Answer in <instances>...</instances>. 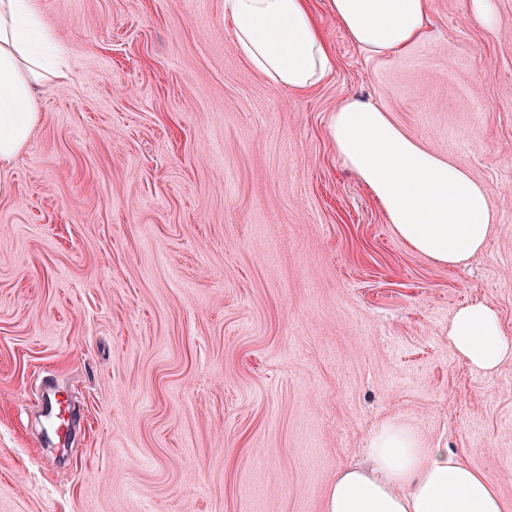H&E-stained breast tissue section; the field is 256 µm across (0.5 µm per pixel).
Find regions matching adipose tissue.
I'll return each mask as SVG.
<instances>
[{"mask_svg": "<svg viewBox=\"0 0 512 512\" xmlns=\"http://www.w3.org/2000/svg\"><path fill=\"white\" fill-rule=\"evenodd\" d=\"M347 37L378 56L406 51L425 31L428 0H329ZM236 44L267 81L288 91L315 86L332 67L308 0H225ZM68 76L63 49L44 29L34 0H0V196L42 114L38 88ZM331 140L414 250L456 266L484 247L496 210L488 188L428 152L380 107L358 97L334 111ZM456 353L479 370L512 359L493 305L461 306L449 327ZM371 463L337 472L324 512H505L496 485L442 448L424 447L409 428L382 424Z\"/></svg>", "mask_w": 512, "mask_h": 512, "instance_id": "1", "label": "adipose tissue"}]
</instances>
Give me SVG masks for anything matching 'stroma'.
<instances>
[{"label":"stroma","instance_id":"stroma-1","mask_svg":"<svg viewBox=\"0 0 512 512\" xmlns=\"http://www.w3.org/2000/svg\"><path fill=\"white\" fill-rule=\"evenodd\" d=\"M71 74L0 196V512H324L377 426L484 472L512 512V361L472 368L455 311L512 342V0L489 34L429 0L371 57L310 0L332 69L265 81L224 0H35ZM356 95L486 185L485 248L411 249L328 131ZM67 389V457L34 417Z\"/></svg>","mask_w":512,"mask_h":512}]
</instances>
